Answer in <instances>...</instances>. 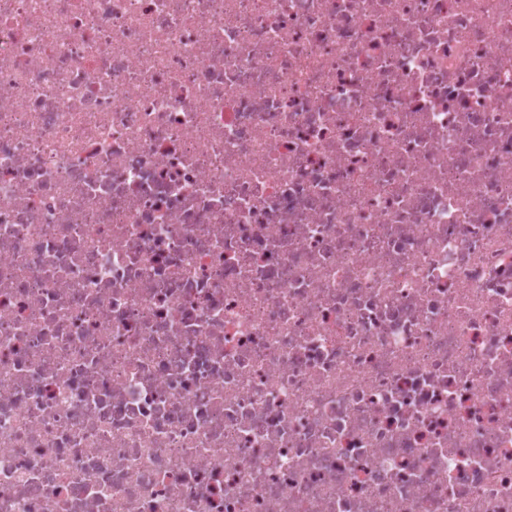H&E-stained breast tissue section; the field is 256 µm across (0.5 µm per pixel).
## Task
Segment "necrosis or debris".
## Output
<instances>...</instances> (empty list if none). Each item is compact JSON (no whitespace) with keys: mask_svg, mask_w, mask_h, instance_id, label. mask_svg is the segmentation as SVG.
<instances>
[{"mask_svg":"<svg viewBox=\"0 0 512 512\" xmlns=\"http://www.w3.org/2000/svg\"><path fill=\"white\" fill-rule=\"evenodd\" d=\"M0 512H512V0H0Z\"/></svg>","mask_w":512,"mask_h":512,"instance_id":"obj_1","label":"necrosis or debris"}]
</instances>
